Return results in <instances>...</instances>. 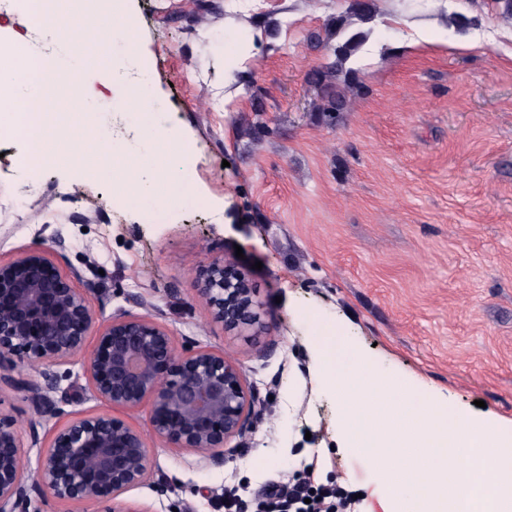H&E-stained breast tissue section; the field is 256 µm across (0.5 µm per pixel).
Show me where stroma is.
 Here are the masks:
<instances>
[{"mask_svg":"<svg viewBox=\"0 0 512 512\" xmlns=\"http://www.w3.org/2000/svg\"><path fill=\"white\" fill-rule=\"evenodd\" d=\"M348 5L125 0L153 105L142 116L118 84L102 104L128 143L143 146L146 121L188 143L166 165L180 194L166 208L127 203L77 166L29 168L25 143L0 135V258L47 250L104 320L139 313L131 298L143 296L177 353L224 352L260 391L263 418L224 468L149 440L157 472L177 480L163 496L149 484L128 492L150 512H259L267 491L296 483L350 498L333 512H376L387 474L343 448L336 394L314 372L323 327L341 326L345 350L443 390L470 418L512 419V23L493 0H378L351 61L363 89L329 125L309 78L333 50L309 36ZM453 15L463 30L449 28ZM221 34L243 47L237 68L224 67ZM424 37L434 48L417 52ZM216 258L247 275L262 328L229 332L211 315L197 288ZM56 372L75 400L54 416L18 388L35 376L28 366L0 385L25 451L82 415L147 429L150 405L102 402L79 364Z\"/></svg>","mask_w":512,"mask_h":512,"instance_id":"35a3bbf8","label":"stroma"}]
</instances>
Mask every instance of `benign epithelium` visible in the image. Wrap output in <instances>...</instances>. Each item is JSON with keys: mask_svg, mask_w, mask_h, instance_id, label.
<instances>
[{"mask_svg": "<svg viewBox=\"0 0 512 512\" xmlns=\"http://www.w3.org/2000/svg\"><path fill=\"white\" fill-rule=\"evenodd\" d=\"M76 278L44 250L0 260V364L15 358L38 370L39 380L19 383L36 409L61 411L52 367L76 360L96 398L129 410L150 404L149 428L163 446L185 450L210 469L242 454L227 443L262 413L241 365L207 348L176 353L173 336L149 314L120 312L100 321ZM198 292L228 329L260 324L253 289L230 261L214 260ZM152 481L161 495L175 484L154 480L144 433L110 413L72 420L33 460L13 421L0 415V512H37L35 499L48 496L108 503L102 512H147L121 496Z\"/></svg>", "mask_w": 512, "mask_h": 512, "instance_id": "obj_1", "label": "benign epithelium"}]
</instances>
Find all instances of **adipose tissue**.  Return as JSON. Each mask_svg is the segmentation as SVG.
<instances>
[{
	"label": "adipose tissue",
	"instance_id": "obj_1",
	"mask_svg": "<svg viewBox=\"0 0 512 512\" xmlns=\"http://www.w3.org/2000/svg\"><path fill=\"white\" fill-rule=\"evenodd\" d=\"M16 25L21 52L0 43V88L12 92V107L0 112V126L18 129L26 143L23 160L28 167L80 165L93 178L111 177L129 200L151 198L166 206L169 195L147 167L161 168L165 161L185 155L186 144L150 132L151 159L115 142L107 131L103 111L84 85V74L97 68L110 74L113 40L125 46L124 81L136 107L153 105L148 70L141 61L138 26L123 0H28L17 11L15 0H0V16Z\"/></svg>",
	"mask_w": 512,
	"mask_h": 512
}]
</instances>
